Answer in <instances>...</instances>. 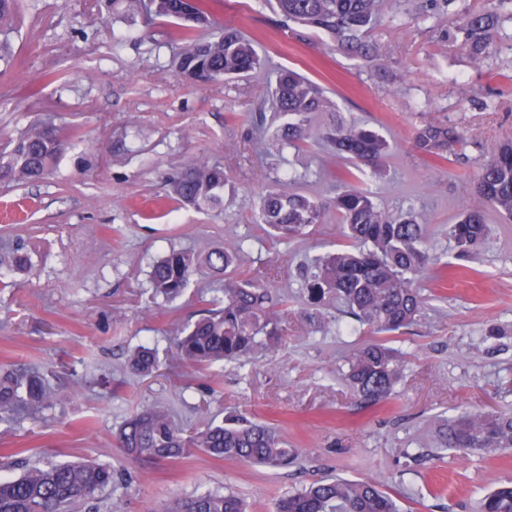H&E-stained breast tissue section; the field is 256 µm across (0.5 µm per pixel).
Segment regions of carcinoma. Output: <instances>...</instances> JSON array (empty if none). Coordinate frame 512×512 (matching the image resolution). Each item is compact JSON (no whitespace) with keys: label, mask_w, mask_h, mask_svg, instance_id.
I'll return each mask as SVG.
<instances>
[{"label":"carcinoma","mask_w":512,"mask_h":512,"mask_svg":"<svg viewBox=\"0 0 512 512\" xmlns=\"http://www.w3.org/2000/svg\"><path fill=\"white\" fill-rule=\"evenodd\" d=\"M20 0H0V78L10 73L15 60L8 36L19 18ZM117 13H141L150 7L153 18L180 26L172 39L176 49L170 65L188 81L205 73V81L241 77L262 69L251 40L237 29H214L205 0H107ZM381 0H275L282 25L297 24L327 35L336 50L383 66L384 45L372 37L380 17ZM512 15L488 9L464 12L457 18L456 34L473 49L476 64L484 62L485 48ZM212 30L208 36L202 35ZM328 101L324 88L294 70L279 71L268 105H259L252 142L270 141L279 154L304 140L314 114ZM80 138L76 127L61 134L49 117L20 133L7 152L0 153V179L17 182L42 180L59 162L62 137ZM323 140L336 157L369 166L381 173L380 161L389 144L376 131L346 126L338 119L323 128ZM417 148L437 156L468 143L465 133L446 124L429 123L418 130ZM297 177L284 176L260 197L255 221L272 237H285L321 220L323 205L301 192ZM224 164L203 154L169 179L173 196L198 210L224 205ZM477 192L502 218L512 221V143L502 144L485 162ZM345 236L351 245L314 259V272L305 280L308 318L321 322L326 303L341 305L344 317L379 332H396L412 325L426 310V301L414 280L436 265L443 279L448 264H439L425 247L426 224L414 208L391 214L371 193L344 186L336 195ZM488 233L482 210L465 208L448 227L459 256L468 257L483 246ZM249 248L248 239L224 243L208 254L207 263L224 274V300L197 321L181 327L175 338L179 360L188 367L206 368L219 362H239L257 349L281 346L287 327L276 309L272 285L278 269L268 268L263 280L241 279L236 270ZM196 260L183 250H172L151 267L153 294L167 300L180 297L190 286ZM155 349L140 347L129 358L131 373L149 375L159 367ZM403 371L397 353L380 343L361 347L349 360L348 380L368 402L386 400ZM60 393L35 374L0 370V420L35 415L58 400ZM118 445L135 460L169 461L201 449L211 456L241 463L282 469L296 462V450L279 439L266 424L244 415H231L203 429H186L162 406L143 408L117 433ZM445 449L462 457L471 453L496 455L512 450V415L462 411L448 421ZM118 480L112 466L96 462H66L32 467L17 479L0 480V512H73L92 509L97 495ZM162 512H246L243 501L228 492L208 491L178 498ZM275 512H399L396 501L369 480L333 477L278 500ZM479 512H512V486L491 491Z\"/></svg>","instance_id":"carcinoma-1"}]
</instances>
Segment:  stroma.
Here are the masks:
<instances>
[{
	"label": "stroma",
	"mask_w": 512,
	"mask_h": 512,
	"mask_svg": "<svg viewBox=\"0 0 512 512\" xmlns=\"http://www.w3.org/2000/svg\"><path fill=\"white\" fill-rule=\"evenodd\" d=\"M216 18L252 38L268 61L244 79L200 85L166 68L174 28L162 20L98 11L90 0H21L9 38L18 60L0 105V152L45 112L83 137L46 180L0 181V254L21 249L22 268L0 267V367H36L63 394L40 415L0 422V479L28 468L93 459L124 479L99 494L96 512H159L172 499L233 492L250 512H274L278 499L329 476L369 479L402 512H476L492 488L512 482V452L460 457L443 451L440 432L462 410L512 411V222L487 211L490 234L478 254L461 258L448 226L462 207L482 206L480 165L512 142V21L475 67L455 36L457 14L488 0H382L374 36L385 46V74L332 51L312 34L279 29L264 0H208ZM120 52H113V39ZM298 70L326 89L332 110L318 114L299 151L256 159L249 136L258 103L278 68ZM65 74L41 87L43 71ZM40 95H31L33 87ZM337 115L367 125L390 144L382 176L364 177L382 208L413 206L427 223L426 246L449 265L447 281L422 280L427 308L413 326L389 333L336 328L335 307L321 324L304 317L302 285L315 256L346 246L334 209L335 174L346 167L316 131ZM468 136L457 153L431 160L415 145L427 123ZM224 161L222 212L179 206L170 174L200 154ZM309 171L303 193L326 202L322 223L287 240H269L251 221L260 195L283 169ZM250 237L240 263L261 278L282 268L287 336L279 351L194 369L175 363L176 327L223 299L224 278L206 256L225 241ZM173 250L199 263L186 293L153 297L148 272ZM381 342L404 360L390 398L371 405L346 382L357 349ZM156 348L161 367L130 374L128 359ZM201 428L231 413L274 426L298 453L285 470L214 458L204 452L141 468L115 441L129 415L151 404Z\"/></svg>",
	"instance_id": "stroma-1"
}]
</instances>
